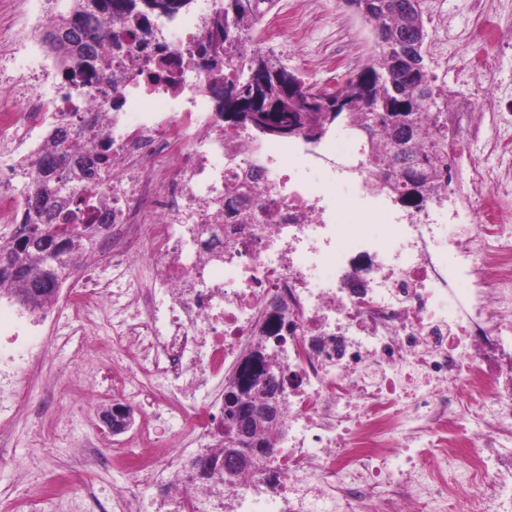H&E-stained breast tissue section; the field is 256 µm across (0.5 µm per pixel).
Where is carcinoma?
<instances>
[{"label":"carcinoma","instance_id":"1","mask_svg":"<svg viewBox=\"0 0 512 512\" xmlns=\"http://www.w3.org/2000/svg\"><path fill=\"white\" fill-rule=\"evenodd\" d=\"M67 13L58 14L53 27L69 29L64 40L45 37L58 58L62 76L76 95L85 94L83 74L93 71L96 61L112 57L118 49L127 52V63L110 76L105 101L116 105L120 87L129 75L148 73L159 78L176 70L194 73L206 83L225 85L224 128L272 136V131L294 125L310 142L317 143L334 124L354 132L367 130L369 146L365 162L376 175L372 186L395 196L403 207L418 210L448 183V165L442 161L448 144L443 113L430 112L436 104L430 66L426 63L423 10L411 0H354L369 6L377 31L376 61L379 69L348 78L333 93L334 103L315 101L316 89L299 76L270 66L271 50L253 48L245 55L237 48L254 38L277 0H223V5L201 17L202 36L180 52L167 46L157 51L147 47L165 39L158 21H167L189 11L195 0H70ZM131 31L137 50H127L112 27ZM66 123L46 139L45 153L29 162L21 173L27 192L25 211L12 237L0 241V261L12 268L0 269V284L9 286L15 299L31 296L33 311L54 297L65 276L64 257L86 251L87 238L97 224L76 223L73 208L81 194H96L103 188L101 171L112 166L111 145L97 139L92 128ZM431 124V137L422 130ZM83 139L84 154L73 151L71 142ZM404 169L399 182L386 176L389 162ZM253 434L272 448L275 429L265 420L253 424Z\"/></svg>","mask_w":512,"mask_h":512}]
</instances>
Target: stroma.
Returning <instances> with one entry per match:
<instances>
[{"label":"stroma","instance_id":"stroma-1","mask_svg":"<svg viewBox=\"0 0 512 512\" xmlns=\"http://www.w3.org/2000/svg\"><path fill=\"white\" fill-rule=\"evenodd\" d=\"M279 7H295L298 24L288 34V44L276 55L306 82L325 87V72L317 59L325 54L347 55L348 67L340 78L358 73L374 56L371 26L345 0H279ZM426 55L435 83L448 92V109L457 121L451 133L459 140L456 158L460 184H467L472 167L512 174V128L501 120L512 113V0H423ZM497 26L502 42L487 48L476 41L483 19ZM493 53L495 64L482 85H475L462 63ZM29 71L28 55L19 47H0V106L20 112L25 101L17 88ZM91 335L83 329L73 336L44 334L45 356L30 377L33 406L11 418L0 416V512H98V501L113 488L145 487L131 475L105 465L80 476V462L90 441L100 442L103 453L120 447L122 435L112 433L102 419L110 409L109 396L86 406L82 389L71 387L74 373L93 378L95 366L81 352ZM65 409L69 422L54 418L55 407ZM72 476L85 492L78 500L45 496L46 487Z\"/></svg>","mask_w":512,"mask_h":512}]
</instances>
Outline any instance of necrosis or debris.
Segmentation results:
<instances>
[{
    "label": "necrosis or debris",
    "instance_id": "necrosis-or-debris-1",
    "mask_svg": "<svg viewBox=\"0 0 512 512\" xmlns=\"http://www.w3.org/2000/svg\"><path fill=\"white\" fill-rule=\"evenodd\" d=\"M40 59L26 108H0V218L20 163L39 157L63 115L112 142L99 224L55 333L99 312L85 355L128 363L112 385L140 414L115 465L155 491L113 489L119 512H512V186L456 175L423 208L373 191L324 143L282 149L214 120L207 87L179 76L130 81L122 106L87 85L67 97ZM51 85L44 96L42 85ZM380 228L336 232L335 191ZM0 285V414L26 404L43 356L38 318ZM268 339L283 385L282 428L257 471L223 486L216 408L246 349Z\"/></svg>",
    "mask_w": 512,
    "mask_h": 512
}]
</instances>
